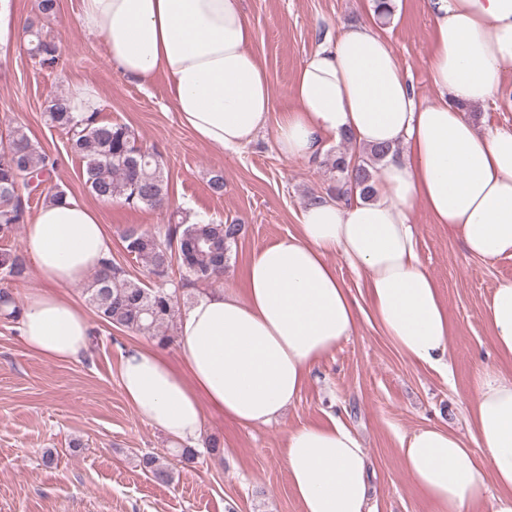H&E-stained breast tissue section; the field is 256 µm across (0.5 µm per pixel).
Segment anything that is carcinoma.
<instances>
[{"label": "carcinoma", "instance_id": "1", "mask_svg": "<svg viewBox=\"0 0 512 512\" xmlns=\"http://www.w3.org/2000/svg\"><path fill=\"white\" fill-rule=\"evenodd\" d=\"M28 54L41 70L54 72L62 61L60 43L34 24L26 27ZM50 126L69 136L70 151L83 160L84 183L101 201L119 200L130 208L164 209L169 206V179L159 155L138 145L130 126L106 123L100 112L77 115L66 97L55 95L45 108ZM389 148L375 146L358 156L345 152L328 154L323 160L338 184L336 198L349 199L354 193L364 200L375 195L373 171ZM58 159L35 144L23 131L12 132L8 145L0 150V234L10 233L26 222V203L20 193L33 178L51 173ZM243 233V225L222 220H201L167 225L157 230L127 228L122 240L127 254L142 260L153 282L132 278L122 267L107 260L84 288L87 303L103 320L136 333L151 336L162 345L171 341L167 331L178 313L179 289L196 283H215L224 278L231 246ZM178 266L179 280L171 277ZM28 265L17 250H0V279H26ZM0 314L16 320L20 315L12 293L0 288ZM142 468L154 481L168 484L173 472L163 458L147 453Z\"/></svg>", "mask_w": 512, "mask_h": 512}]
</instances>
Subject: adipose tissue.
<instances>
[{
    "instance_id": "obj_1",
    "label": "adipose tissue",
    "mask_w": 512,
    "mask_h": 512,
    "mask_svg": "<svg viewBox=\"0 0 512 512\" xmlns=\"http://www.w3.org/2000/svg\"><path fill=\"white\" fill-rule=\"evenodd\" d=\"M435 29L419 101L385 37L371 24L342 26L303 60L294 106L273 132L278 153L312 161L330 140L389 146L373 199L308 200L298 234L252 254L245 292L215 289L178 320L182 366L160 348L122 356L120 386L138 418L196 446L206 413L242 428L278 421L314 368L354 334L359 304L331 255L365 279L372 317L412 362L448 368L449 325L410 215L423 204L467 253L512 257V128L478 130L470 108L493 102L512 62V0H425ZM80 25L98 35L121 77L168 81L181 124L234 153L264 130L272 104L266 71L249 50L253 24L241 0H81ZM30 261L45 281L25 298L26 348L68 361L90 344L87 313L57 295L109 258L96 210L73 198L42 205L26 227ZM495 352L512 358V279L486 309ZM474 442L424 427L402 442L403 467L431 512H512V376L479 366L467 399ZM288 482L302 512H371L369 460L339 418L285 432Z\"/></svg>"
}]
</instances>
